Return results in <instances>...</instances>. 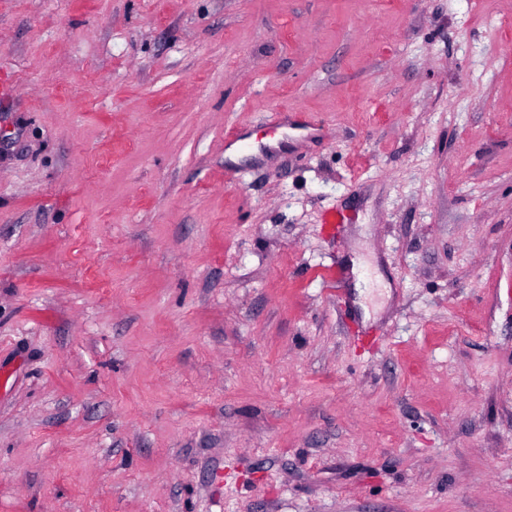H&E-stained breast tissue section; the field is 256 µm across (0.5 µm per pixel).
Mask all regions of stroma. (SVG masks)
I'll return each instance as SVG.
<instances>
[{"mask_svg":"<svg viewBox=\"0 0 512 512\" xmlns=\"http://www.w3.org/2000/svg\"><path fill=\"white\" fill-rule=\"evenodd\" d=\"M0 512H512V0H0Z\"/></svg>","mask_w":512,"mask_h":512,"instance_id":"35a3bbf8","label":"stroma"}]
</instances>
